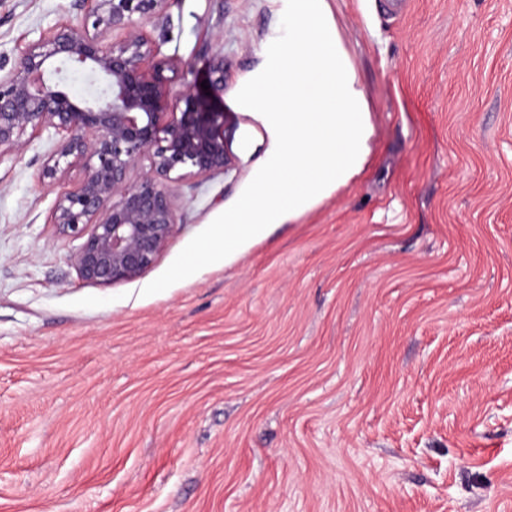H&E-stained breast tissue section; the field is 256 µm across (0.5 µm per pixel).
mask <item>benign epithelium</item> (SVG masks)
<instances>
[{"label": "benign epithelium", "mask_w": 512, "mask_h": 512, "mask_svg": "<svg viewBox=\"0 0 512 512\" xmlns=\"http://www.w3.org/2000/svg\"><path fill=\"white\" fill-rule=\"evenodd\" d=\"M170 0H84L91 27L61 25L31 45L19 66L0 74V156L18 152L23 137L52 129L60 136L41 176L55 180L83 169L58 195L52 223L81 240L71 263L78 277L111 286L142 275L178 224L168 182L208 176L230 164L224 127V57H213L208 92L171 97L174 64L143 33ZM119 31L110 46L103 34ZM85 75L95 91L72 95L63 74ZM150 171L134 182L142 158ZM176 177H171V174Z\"/></svg>", "instance_id": "obj_1"}]
</instances>
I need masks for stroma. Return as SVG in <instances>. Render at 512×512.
Returning a JSON list of instances; mask_svg holds the SVG:
<instances>
[{
  "mask_svg": "<svg viewBox=\"0 0 512 512\" xmlns=\"http://www.w3.org/2000/svg\"><path fill=\"white\" fill-rule=\"evenodd\" d=\"M328 0L375 125L366 171L224 257L270 133L236 90L284 0H171V94L224 57L225 172L172 182L139 278L77 275L40 176L0 157V512H512V0ZM83 0H0V73Z\"/></svg>",
  "mask_w": 512,
  "mask_h": 512,
  "instance_id": "stroma-1",
  "label": "stroma"
}]
</instances>
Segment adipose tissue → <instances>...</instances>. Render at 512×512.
<instances>
[{"instance_id":"adipose-tissue-1","label":"adipose tissue","mask_w":512,"mask_h":512,"mask_svg":"<svg viewBox=\"0 0 512 512\" xmlns=\"http://www.w3.org/2000/svg\"><path fill=\"white\" fill-rule=\"evenodd\" d=\"M287 38L239 91L272 138L249 187L224 211V256L293 224L360 176L375 127L327 0H288Z\"/></svg>"}]
</instances>
